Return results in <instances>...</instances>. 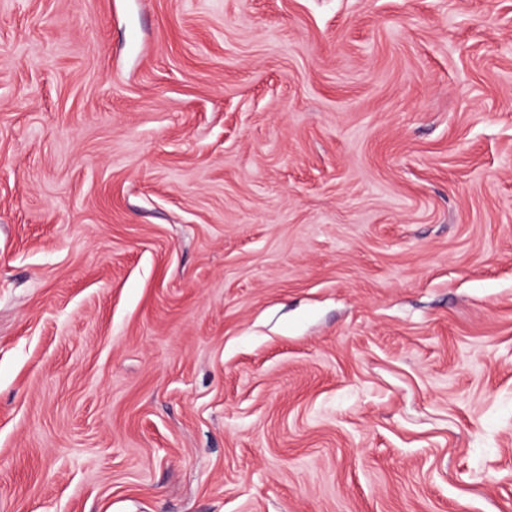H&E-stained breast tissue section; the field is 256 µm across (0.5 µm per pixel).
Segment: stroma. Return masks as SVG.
I'll list each match as a JSON object with an SVG mask.
<instances>
[{"mask_svg":"<svg viewBox=\"0 0 512 512\" xmlns=\"http://www.w3.org/2000/svg\"><path fill=\"white\" fill-rule=\"evenodd\" d=\"M0 512H512V0H0Z\"/></svg>","mask_w":512,"mask_h":512,"instance_id":"1","label":"stroma"}]
</instances>
